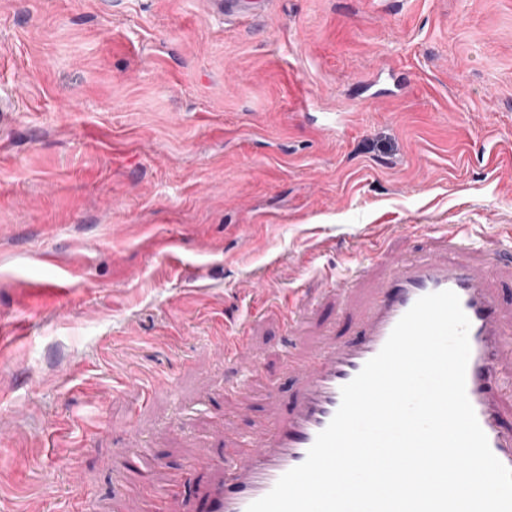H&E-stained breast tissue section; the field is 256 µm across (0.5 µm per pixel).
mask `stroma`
Returning a JSON list of instances; mask_svg holds the SVG:
<instances>
[{
	"label": "stroma",
	"instance_id": "obj_1",
	"mask_svg": "<svg viewBox=\"0 0 512 512\" xmlns=\"http://www.w3.org/2000/svg\"><path fill=\"white\" fill-rule=\"evenodd\" d=\"M0 0V512H206L287 409L330 279L459 230L512 244V0ZM245 328L252 388L218 354ZM161 368L169 385L114 391Z\"/></svg>",
	"mask_w": 512,
	"mask_h": 512
}]
</instances>
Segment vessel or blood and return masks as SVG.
<instances>
[{
	"label": "vessel or blood",
	"instance_id": "vessel-or-blood-1",
	"mask_svg": "<svg viewBox=\"0 0 512 512\" xmlns=\"http://www.w3.org/2000/svg\"><path fill=\"white\" fill-rule=\"evenodd\" d=\"M500 256L483 254L456 232L445 234L405 258L390 257L379 274L350 337H326L313 352L293 358L299 393L286 413H274L267 433L239 441L233 462L207 491L208 512H246L277 480L300 465L341 403V388L387 341L400 318L422 296L454 291L470 321L466 393L493 454L512 468V433L502 426L503 370L512 365V343L494 294ZM224 353L247 372L255 366L245 334L224 336Z\"/></svg>",
	"mask_w": 512,
	"mask_h": 512
}]
</instances>
